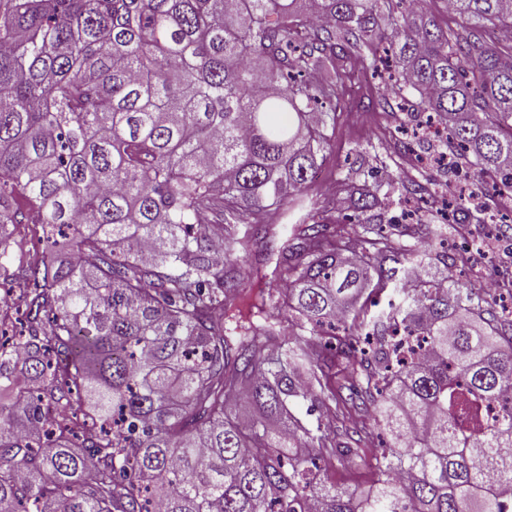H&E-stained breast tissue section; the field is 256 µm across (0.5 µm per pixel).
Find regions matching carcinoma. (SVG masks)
<instances>
[{
  "label": "carcinoma",
  "mask_w": 512,
  "mask_h": 512,
  "mask_svg": "<svg viewBox=\"0 0 512 512\" xmlns=\"http://www.w3.org/2000/svg\"><path fill=\"white\" fill-rule=\"evenodd\" d=\"M427 2L0 0V271L24 306L9 337L0 314V512H504L512 314L366 236L389 206L370 186L348 190L356 255L303 196L335 125L315 106L387 37L394 81L478 186L512 195V0H444L445 27ZM284 205L310 213L271 274L243 272L270 228L237 222ZM277 304L349 333L328 354L285 341ZM399 327L429 353L401 356ZM343 365L348 400L323 384ZM374 427L377 479L336 489L325 469Z\"/></svg>",
  "instance_id": "obj_1"
}]
</instances>
